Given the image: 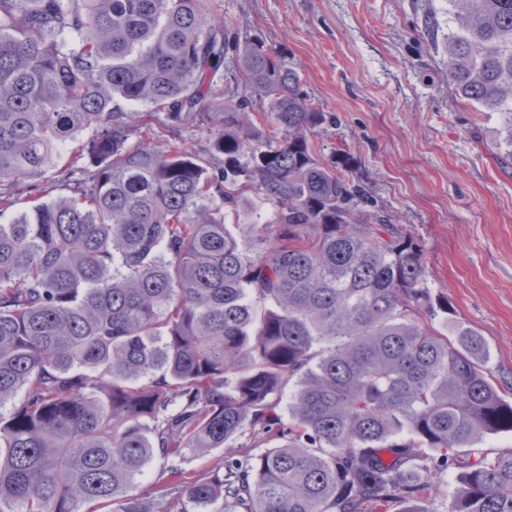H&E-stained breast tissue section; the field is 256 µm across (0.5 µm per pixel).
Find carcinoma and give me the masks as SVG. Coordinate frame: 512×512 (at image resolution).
<instances>
[{
    "label": "carcinoma",
    "instance_id": "obj_1",
    "mask_svg": "<svg viewBox=\"0 0 512 512\" xmlns=\"http://www.w3.org/2000/svg\"><path fill=\"white\" fill-rule=\"evenodd\" d=\"M448 6V79L509 165L512 0ZM328 119L215 0H0V512H434L450 472L448 512H512V451L473 449L512 431L490 347ZM253 195L273 217L238 236ZM246 431L278 443L185 469ZM210 132L205 127H189L182 129L180 140L186 143L195 154L207 158V150L210 145Z\"/></svg>",
    "mask_w": 512,
    "mask_h": 512
}]
</instances>
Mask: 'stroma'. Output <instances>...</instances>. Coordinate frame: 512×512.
I'll use <instances>...</instances> for the list:
<instances>
[{"label": "stroma", "mask_w": 512, "mask_h": 512, "mask_svg": "<svg viewBox=\"0 0 512 512\" xmlns=\"http://www.w3.org/2000/svg\"><path fill=\"white\" fill-rule=\"evenodd\" d=\"M240 40L281 50L308 98L334 117L315 141L341 149L355 177L419 244L428 281L490 344L512 381V165L502 119L464 102L448 79V0H218ZM238 437L188 456L209 475L225 454L263 451Z\"/></svg>", "instance_id": "obj_1"}]
</instances>
